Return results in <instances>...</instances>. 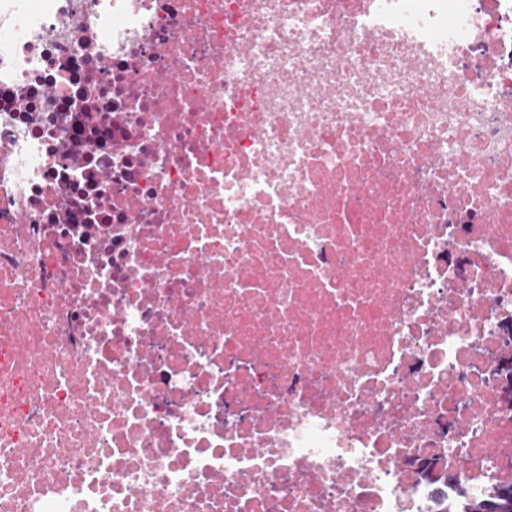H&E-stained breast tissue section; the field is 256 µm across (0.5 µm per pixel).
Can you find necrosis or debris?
I'll return each mask as SVG.
<instances>
[{"instance_id":"4bbe7bcc","label":"necrosis or debris","mask_w":512,"mask_h":512,"mask_svg":"<svg viewBox=\"0 0 512 512\" xmlns=\"http://www.w3.org/2000/svg\"><path fill=\"white\" fill-rule=\"evenodd\" d=\"M511 360L512 0H0V512H427Z\"/></svg>"}]
</instances>
